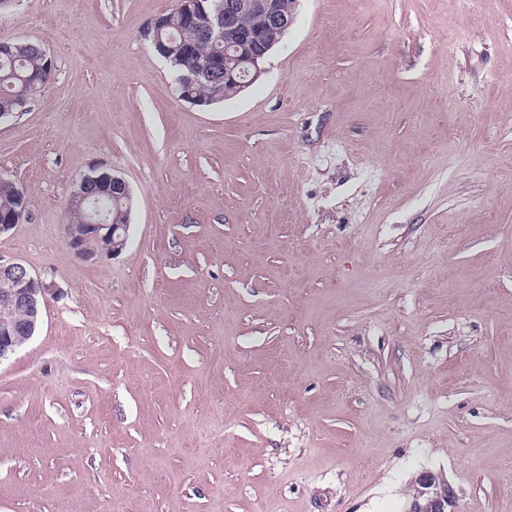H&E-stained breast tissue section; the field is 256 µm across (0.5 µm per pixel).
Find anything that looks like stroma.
Masks as SVG:
<instances>
[{
    "instance_id": "35a3bbf8",
    "label": "stroma",
    "mask_w": 512,
    "mask_h": 512,
    "mask_svg": "<svg viewBox=\"0 0 512 512\" xmlns=\"http://www.w3.org/2000/svg\"><path fill=\"white\" fill-rule=\"evenodd\" d=\"M173 3L0 13L55 60L0 124V256L57 288L0 363V512H404L426 469L512 512V0H299L207 108L150 44ZM95 163L134 205L91 264ZM112 191L104 196L100 202L108 223L96 221L95 214L90 213L85 224L87 212L90 210L88 203L81 207L74 204L69 210V222L66 224V239L69 247L85 262L97 263L106 258L120 255L127 247L130 228V217L127 220L126 212L132 200L121 197H131V189L128 182L119 175L112 173ZM114 196V197H112ZM78 224V228L71 227Z\"/></svg>"
}]
</instances>
